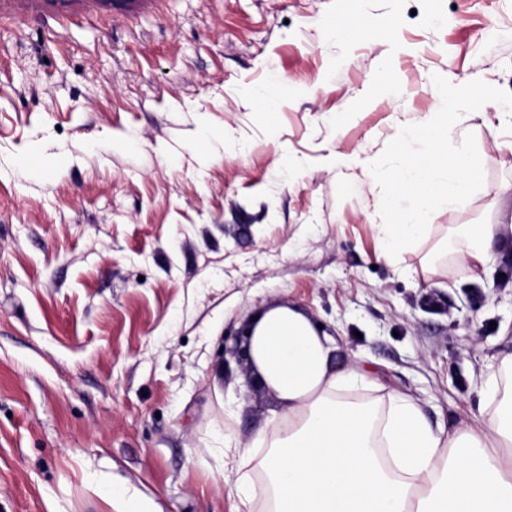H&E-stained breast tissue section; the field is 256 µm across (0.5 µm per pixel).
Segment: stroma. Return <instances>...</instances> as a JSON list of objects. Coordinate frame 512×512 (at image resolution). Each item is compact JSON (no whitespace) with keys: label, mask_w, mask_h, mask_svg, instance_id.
Returning a JSON list of instances; mask_svg holds the SVG:
<instances>
[{"label":"stroma","mask_w":512,"mask_h":512,"mask_svg":"<svg viewBox=\"0 0 512 512\" xmlns=\"http://www.w3.org/2000/svg\"><path fill=\"white\" fill-rule=\"evenodd\" d=\"M48 2L0 0V512H115L114 485L231 512L225 456L281 408L224 350L274 303L431 426L470 419L512 353V255L430 250L512 222L508 114L456 123L484 184L387 261L361 163L438 111L433 75L512 92V0Z\"/></svg>","instance_id":"obj_1"}]
</instances>
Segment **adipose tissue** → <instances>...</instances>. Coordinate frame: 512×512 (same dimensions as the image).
<instances>
[{
  "mask_svg": "<svg viewBox=\"0 0 512 512\" xmlns=\"http://www.w3.org/2000/svg\"><path fill=\"white\" fill-rule=\"evenodd\" d=\"M446 251L460 266H486L512 253V224L450 225ZM250 355L286 423L238 449L235 512H254L259 497L267 512H512V380H491L479 419L446 431L407 395L349 399L364 374L293 307L256 318Z\"/></svg>",
  "mask_w": 512,
  "mask_h": 512,
  "instance_id": "1",
  "label": "adipose tissue"
}]
</instances>
